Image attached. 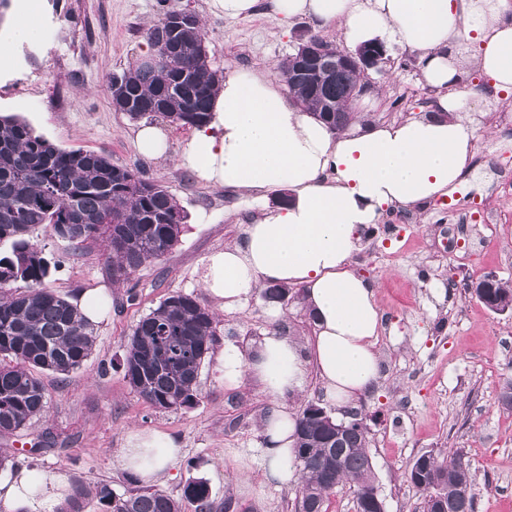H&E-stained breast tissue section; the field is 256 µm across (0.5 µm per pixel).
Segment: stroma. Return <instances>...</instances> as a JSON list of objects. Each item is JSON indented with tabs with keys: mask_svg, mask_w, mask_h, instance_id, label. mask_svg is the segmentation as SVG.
<instances>
[{
	"mask_svg": "<svg viewBox=\"0 0 512 512\" xmlns=\"http://www.w3.org/2000/svg\"><path fill=\"white\" fill-rule=\"evenodd\" d=\"M170 3L198 16L211 65L221 72L272 70L304 31L339 40L333 27L278 22L263 4L250 16L228 20L211 0ZM16 14L12 5L0 16V41L9 43L17 61L0 71V115L25 120L60 148L102 151L113 164L145 167L176 197L188 223L164 257L120 282L107 272L103 245L78 250L42 236L57 262L48 288L66 299L105 288L111 305L107 319L94 326L92 352L80 368L66 375L40 372L45 413L26 430L0 436V448L13 454L16 467L67 482H104L121 495L130 484L114 454L131 429H144L171 437L183 450L158 485L181 501V512H196L183 492L199 478L208 482L215 503H229V512H294L295 486L264 484L240 461L260 446L259 421L269 408L256 386L247 381L225 388L210 357L200 369L194 403L164 411L134 392L120 367L136 323L167 296L181 292L209 305L200 286L206 257L241 238L260 213L240 192L178 166L190 130L167 127V157L150 159L136 145L137 122L112 105L109 78L151 51L147 33L159 18L157 0H42L41 35L34 43L12 41ZM390 56L383 71L371 75L377 97L356 101L363 122H406L434 109L414 53L396 49ZM460 89L479 134L469 172L452 195L385 208L373 230L361 231L350 262L375 285L382 313L380 377L354 408L367 429L373 480L386 512H422L421 493L408 478L415 459L456 450L470 464L476 512H512V409L499 400L504 379L512 377V312L491 311L474 293L488 276L512 284V124L500 118L501 108H512V92L494 91L471 67ZM461 223L467 232L449 245L450 225ZM288 296L276 319L266 316L258 295L241 309L217 311L215 349L230 341L247 350L272 331L309 340L313 323L300 288H290ZM45 436L50 445L37 449Z\"/></svg>",
	"mask_w": 512,
	"mask_h": 512,
	"instance_id": "35a3bbf8",
	"label": "stroma"
}]
</instances>
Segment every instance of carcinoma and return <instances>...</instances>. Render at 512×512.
I'll return each mask as SVG.
<instances>
[{
  "label": "carcinoma",
  "mask_w": 512,
  "mask_h": 512,
  "mask_svg": "<svg viewBox=\"0 0 512 512\" xmlns=\"http://www.w3.org/2000/svg\"><path fill=\"white\" fill-rule=\"evenodd\" d=\"M153 46L159 62L149 68L133 63L109 78L125 89L130 119L159 115L176 127L199 128L210 117L221 74L212 68L207 37L199 18L168 33L167 46ZM355 80L345 74L330 86L331 104H347ZM187 213L167 187L140 168L119 167L109 156L65 150L36 134L15 116H0V436L19 433L42 414L47 393L34 370L68 374L91 354L94 336L68 300L47 287L51 262L34 239L42 226L68 238L66 224H81L77 249L100 240L110 254L109 271L124 281L145 263L166 255L179 241ZM489 292L502 307L512 306V288L490 279ZM213 313L195 297L174 293L141 318L129 338L124 379L146 403L159 410H178L196 397L200 368L213 351ZM367 430L354 417L346 422L341 447L332 441L326 419L303 412L298 421L296 462L305 481L296 497V512H323L327 495L339 485L354 494H378L366 451ZM410 482L422 491L423 512H436V487L453 495V512H475L470 464L459 451L441 457L421 455ZM88 484H71L67 507L81 512ZM108 512H181L179 503L160 490L142 489L117 496L96 485ZM184 498L197 512L217 509L207 482L189 483Z\"/></svg>",
  "instance_id": "carcinoma-1"
}]
</instances>
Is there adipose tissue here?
<instances>
[{"mask_svg":"<svg viewBox=\"0 0 512 512\" xmlns=\"http://www.w3.org/2000/svg\"><path fill=\"white\" fill-rule=\"evenodd\" d=\"M279 21L337 26L349 46L377 40L415 52L422 81L435 93L433 116L408 122L353 123L330 131L268 74L225 73L209 123L183 146L181 167L261 204L242 238L210 254L200 280L220 309L247 303L265 283L299 286L313 318L307 344L273 332L251 352L225 343L216 370L226 387L251 380L270 400L262 417L260 476L297 485V415L289 403L315 371L324 398L344 408L373 390L382 321L374 288L350 268L359 233L385 207L451 195L468 170L478 135L457 86L466 65L494 90L512 92V0H271ZM284 188L285 206L267 203ZM181 454L172 438L132 430L116 458L140 483L168 478ZM66 483L19 469L0 483L5 512H54Z\"/></svg>","mask_w":512,"mask_h":512,"instance_id":"adipose-tissue-1","label":"adipose tissue"}]
</instances>
